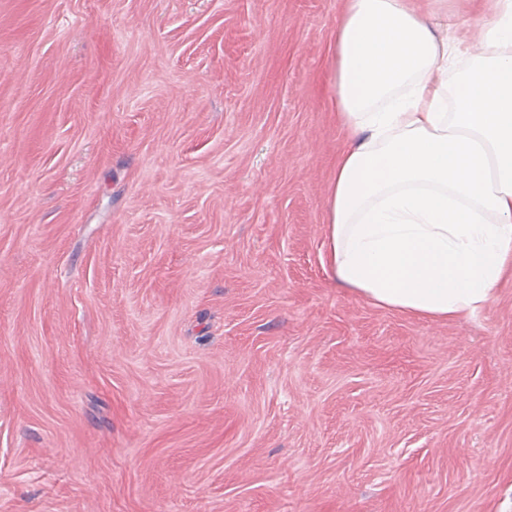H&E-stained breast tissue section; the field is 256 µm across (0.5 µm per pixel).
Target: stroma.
<instances>
[{"instance_id": "1", "label": "stroma", "mask_w": 512, "mask_h": 512, "mask_svg": "<svg viewBox=\"0 0 512 512\" xmlns=\"http://www.w3.org/2000/svg\"><path fill=\"white\" fill-rule=\"evenodd\" d=\"M340 0H0V512H512V278L324 270Z\"/></svg>"}]
</instances>
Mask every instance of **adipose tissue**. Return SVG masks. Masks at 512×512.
Returning a JSON list of instances; mask_svg holds the SVG:
<instances>
[{
	"label": "adipose tissue",
	"mask_w": 512,
	"mask_h": 512,
	"mask_svg": "<svg viewBox=\"0 0 512 512\" xmlns=\"http://www.w3.org/2000/svg\"><path fill=\"white\" fill-rule=\"evenodd\" d=\"M423 2L343 0L324 262L370 303L448 319L512 274V0H493L478 55Z\"/></svg>",
	"instance_id": "adipose-tissue-1"
}]
</instances>
